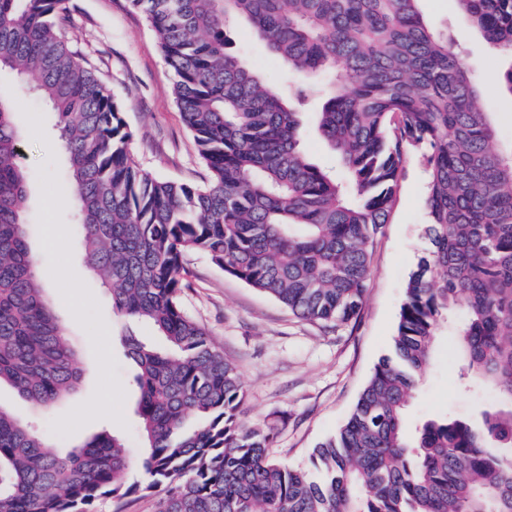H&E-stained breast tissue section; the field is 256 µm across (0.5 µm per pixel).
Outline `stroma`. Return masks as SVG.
<instances>
[{
  "label": "stroma",
  "mask_w": 512,
  "mask_h": 512,
  "mask_svg": "<svg viewBox=\"0 0 512 512\" xmlns=\"http://www.w3.org/2000/svg\"><path fill=\"white\" fill-rule=\"evenodd\" d=\"M67 7V32L120 103L133 132L130 148L136 162L161 178L202 182L207 172L172 96L173 75L146 18L128 0H68ZM419 7L447 29L455 50L475 74L512 62L508 55L491 51L457 0H420ZM231 37L236 52L268 79L280 80L279 64L247 27L235 28ZM0 91L16 102L15 121L25 135L21 161L32 174L26 220L44 292L85 370L77 391L51 409L34 408L6 386L0 388V405L32 422L64 452L103 429L113 430L123 437L131 459L125 483H145L133 367L120 338L128 331L151 345L160 338L144 322L113 315L108 290L83 262L74 207L50 205L68 179L53 112L10 70L0 71ZM426 188L424 167L420 160H412L391 222L371 246L363 310L357 321L348 324L302 320L224 273L206 255H188L182 307L209 331L239 372L245 390L241 420L250 426L274 425L271 459L310 466L316 444L335 433L375 365L389 352L406 281L427 246ZM102 361L107 364L103 372L98 369ZM474 409V400L458 389L448 342L440 340L408 418L446 412L467 415Z\"/></svg>",
  "instance_id": "1"
}]
</instances>
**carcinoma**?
<instances>
[{
    "label": "carcinoma",
    "mask_w": 512,
    "mask_h": 512,
    "mask_svg": "<svg viewBox=\"0 0 512 512\" xmlns=\"http://www.w3.org/2000/svg\"><path fill=\"white\" fill-rule=\"evenodd\" d=\"M419 0H129L173 74L172 92L208 177L161 179L130 152L117 100L62 28L66 0H0V70L50 106L82 227L84 262L113 313L163 346L122 337L133 362L143 486L123 488L122 436L62 453L0 406V512H93L159 489L158 512H512V146L498 144L480 82ZM512 55V0H459ZM246 25L289 83L232 51ZM338 169L302 149L304 110ZM15 102L0 94V385L49 408L82 380L39 282L18 162ZM427 176L428 248L410 272L383 356L312 467L269 459L274 426L239 418L236 367L182 309L185 260L212 263L306 321L361 314L369 248L412 157ZM451 334L459 388L493 400L473 416L411 426L407 408Z\"/></svg>",
    "instance_id": "obj_1"
}]
</instances>
